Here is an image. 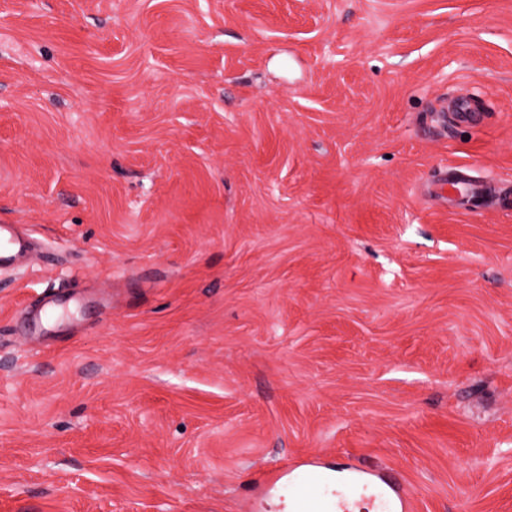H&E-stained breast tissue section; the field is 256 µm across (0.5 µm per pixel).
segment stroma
<instances>
[{"label": "stroma", "instance_id": "stroma-1", "mask_svg": "<svg viewBox=\"0 0 512 512\" xmlns=\"http://www.w3.org/2000/svg\"><path fill=\"white\" fill-rule=\"evenodd\" d=\"M0 224V512H512V0H0ZM437 189L443 192L445 189L453 190L458 194H464L469 196H481L484 194V187L473 180L465 177L462 173H452L449 176H445L437 184ZM0 237L5 240L7 247L0 252V265L3 262H8L12 258L11 252L13 250L22 251L28 246V237L19 231L18 227L14 224H1ZM303 468L306 470L307 477L309 478L311 483L322 485L325 481V475L322 468H325L320 462L318 461H306L296 464H291L288 466V469L285 471L280 470H266L263 473L260 474L259 478L257 479L258 484L261 486L265 485H275L277 482H279L282 478L285 476H290L294 471ZM371 478L363 483V488L370 487L381 495L394 497L400 504L401 512L411 511V503L402 484L386 469L377 468L367 472ZM331 499L324 498H298L292 507L295 512H351L352 504L344 497L336 498L335 493Z\"/></svg>", "mask_w": 512, "mask_h": 512}]
</instances>
